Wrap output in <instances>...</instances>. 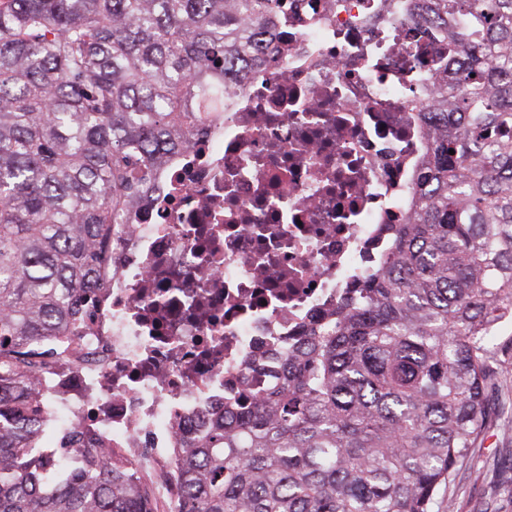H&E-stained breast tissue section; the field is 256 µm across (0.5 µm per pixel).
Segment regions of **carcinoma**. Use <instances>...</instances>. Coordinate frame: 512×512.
Here are the masks:
<instances>
[{"mask_svg":"<svg viewBox=\"0 0 512 512\" xmlns=\"http://www.w3.org/2000/svg\"><path fill=\"white\" fill-rule=\"evenodd\" d=\"M289 0H0V512H155L137 468L56 452L33 344L73 332L166 155ZM456 88L385 265L260 394L174 449L173 512H440L504 384L512 323V0H433ZM512 324L502 325L496 336H492L490 339V346L496 347L501 354L502 366L504 371V377L512 381Z\"/></svg>","mask_w":512,"mask_h":512,"instance_id":"cac0c4a2","label":"carcinoma"}]
</instances>
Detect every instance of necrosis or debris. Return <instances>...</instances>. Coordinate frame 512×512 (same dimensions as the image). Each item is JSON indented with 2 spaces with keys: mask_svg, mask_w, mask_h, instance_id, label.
Segmentation results:
<instances>
[{
  "mask_svg": "<svg viewBox=\"0 0 512 512\" xmlns=\"http://www.w3.org/2000/svg\"><path fill=\"white\" fill-rule=\"evenodd\" d=\"M421 0H293L267 53L191 145L171 154L133 224L112 227L74 335L44 340L51 421L177 494L172 450L380 269L429 152L426 104L455 51Z\"/></svg>",
  "mask_w": 512,
  "mask_h": 512,
  "instance_id": "obj_1",
  "label": "necrosis or debris"
}]
</instances>
